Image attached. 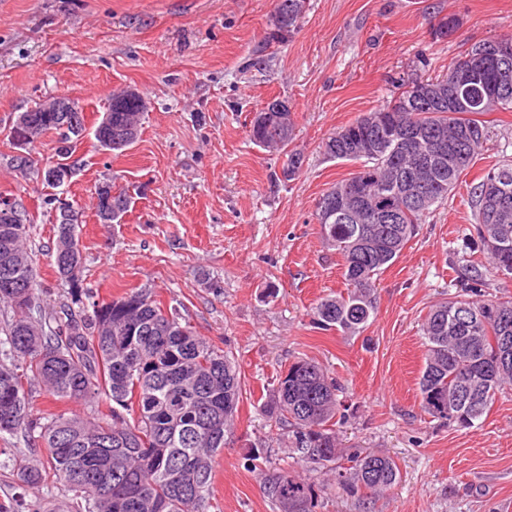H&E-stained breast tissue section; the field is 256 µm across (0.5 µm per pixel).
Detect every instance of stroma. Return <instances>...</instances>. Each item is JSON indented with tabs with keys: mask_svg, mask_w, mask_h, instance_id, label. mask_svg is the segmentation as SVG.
Instances as JSON below:
<instances>
[{
	"mask_svg": "<svg viewBox=\"0 0 512 512\" xmlns=\"http://www.w3.org/2000/svg\"><path fill=\"white\" fill-rule=\"evenodd\" d=\"M275 0H0V193L20 199L39 251L38 281L52 304L68 286L53 265L52 188L10 165L17 114L52 97L83 107L66 197L84 213L80 286L94 300L149 289L194 331L230 351L244 381L234 429L214 464L213 512H274L247 456L269 442L267 469L288 443L263 404L276 375L309 359L337 380L345 445L392 457L400 479L365 499L328 486L321 512H512V390L482 424L461 429L425 412L419 379L422 323L454 295L473 223L469 191L512 161V112H490L488 140L447 202L378 278L377 310L358 335L321 331V298L345 292L342 259L324 243L319 198L355 164L327 159L323 142L359 114L383 108L395 82L446 73L476 42L512 34V0H307L288 42L266 44ZM460 28L435 38L430 13ZM148 108L138 140L102 150L95 129L115 89ZM293 109L300 176L281 177L284 156L250 142L253 113L273 99ZM134 201L120 223L95 216L99 185ZM48 470V452L24 434L0 438V512H72L52 478L26 485L17 462Z\"/></svg>",
	"mask_w": 512,
	"mask_h": 512,
	"instance_id": "1",
	"label": "stroma"
}]
</instances>
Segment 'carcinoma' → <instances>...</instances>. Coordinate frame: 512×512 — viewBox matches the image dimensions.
<instances>
[{
    "label": "carcinoma",
    "mask_w": 512,
    "mask_h": 512,
    "mask_svg": "<svg viewBox=\"0 0 512 512\" xmlns=\"http://www.w3.org/2000/svg\"><path fill=\"white\" fill-rule=\"evenodd\" d=\"M266 43H283L298 30L306 0H280ZM434 35L450 37L458 18L434 17ZM510 38L472 44L441 75L397 81L399 93L384 108L360 114L323 143L324 154L360 164L323 197L350 192L345 215L317 211L324 241L342 258L347 292L320 300L313 323L321 330L355 334L376 311L378 276L402 253L434 207L444 203L473 164L486 129L476 116L512 110V101L492 104L482 84H452L454 70L475 63L480 51ZM142 113L129 102L112 103V133L123 135ZM250 122V141L287 156L291 178L302 170L303 154L288 149L293 129L273 119ZM417 129L443 142L444 154L418 152L385 138L387 129ZM512 192V163L484 175L470 190L475 217L470 252L488 256L494 274L512 278V200L491 201L490 180ZM131 196L112 197V221L129 212ZM23 231L10 241L14 262L0 283V437L24 433L50 455L54 483L77 495V512H211L213 463L224 444H208L209 430L232 431L243 381L224 350L197 335L175 308H165L148 290H131L82 312L77 288L83 267L79 238L70 242L67 265H56L71 285L70 302L46 303L37 282L30 218L18 204ZM396 215L383 219V209ZM483 272L469 264L458 294L434 305L423 322L426 343L419 381L425 411L464 429L480 424L496 395L512 385V298L481 293ZM41 388L58 401L92 405L104 396L108 413L82 415L69 409L38 417L32 393ZM340 386L317 363L300 359L275 379L265 404L269 422L288 428L289 455L309 471L322 472L349 494L375 495L394 486L400 472L385 455L340 446L335 419L343 404ZM448 398L438 406L437 396ZM321 488L315 480L282 468L264 474L263 493L278 512H317Z\"/></svg>",
    "instance_id": "carcinoma-1"
}]
</instances>
